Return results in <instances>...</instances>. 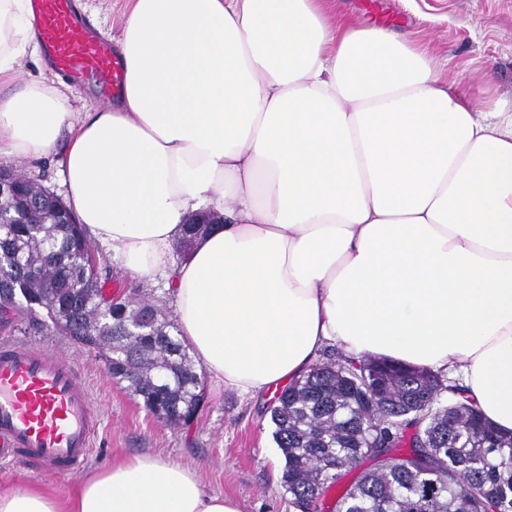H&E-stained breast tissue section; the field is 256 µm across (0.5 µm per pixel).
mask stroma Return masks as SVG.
Listing matches in <instances>:
<instances>
[{
    "label": "stroma",
    "mask_w": 512,
    "mask_h": 512,
    "mask_svg": "<svg viewBox=\"0 0 512 512\" xmlns=\"http://www.w3.org/2000/svg\"><path fill=\"white\" fill-rule=\"evenodd\" d=\"M91 26L117 39L126 20V0H78ZM337 8L362 24L390 25L424 45L442 78L464 82L473 94L489 90L512 107V0H337ZM97 272L108 292L167 301L164 281L138 282L119 266L111 250L99 247ZM9 336L38 348L60 349L82 366L103 418L88 463L80 470L43 477L18 462L0 461V490L27 487L64 499L93 474L136 456H155L189 466L207 492L232 497L242 512H293L280 477L283 458L272 437L271 406L205 380L194 420L172 426L154 418L123 385L106 373L95 354L69 338L40 331L19 319L0 326Z\"/></svg>",
    "instance_id": "1"
}]
</instances>
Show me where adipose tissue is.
Listing matches in <instances>:
<instances>
[{
	"mask_svg": "<svg viewBox=\"0 0 512 512\" xmlns=\"http://www.w3.org/2000/svg\"><path fill=\"white\" fill-rule=\"evenodd\" d=\"M120 95L73 121L30 0H0V156L66 140V204L141 281L163 279L211 379L274 399L324 347L460 367L512 433V110L475 105L407 36L320 0H129ZM222 227L188 258L186 220ZM0 512H241L188 468L137 458L61 507L0 492Z\"/></svg>",
	"mask_w": 512,
	"mask_h": 512,
	"instance_id": "ef3b65f1",
	"label": "adipose tissue"
}]
</instances>
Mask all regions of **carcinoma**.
I'll return each instance as SVG.
<instances>
[{
  "label": "carcinoma",
  "mask_w": 512,
  "mask_h": 512,
  "mask_svg": "<svg viewBox=\"0 0 512 512\" xmlns=\"http://www.w3.org/2000/svg\"><path fill=\"white\" fill-rule=\"evenodd\" d=\"M0 198V324L24 314L93 352L158 419L183 425L202 401L198 368L175 319L149 298L112 308L97 260L62 199L11 166ZM212 224H186L191 250ZM284 459L281 487L296 512H512V436L486 421L466 390L428 368L326 352L288 383L271 410Z\"/></svg>",
  "instance_id": "obj_1"
}]
</instances>
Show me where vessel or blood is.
Masks as SVG:
<instances>
[{"mask_svg":"<svg viewBox=\"0 0 512 512\" xmlns=\"http://www.w3.org/2000/svg\"><path fill=\"white\" fill-rule=\"evenodd\" d=\"M38 34L55 70L74 84L95 78L104 99L123 86L110 41L92 34L77 0H31ZM100 423L86 379L70 355L0 340V460L40 473L82 468Z\"/></svg>","mask_w":512,"mask_h":512,"instance_id":"vessel-or-blood-1","label":"vessel or blood"}]
</instances>
